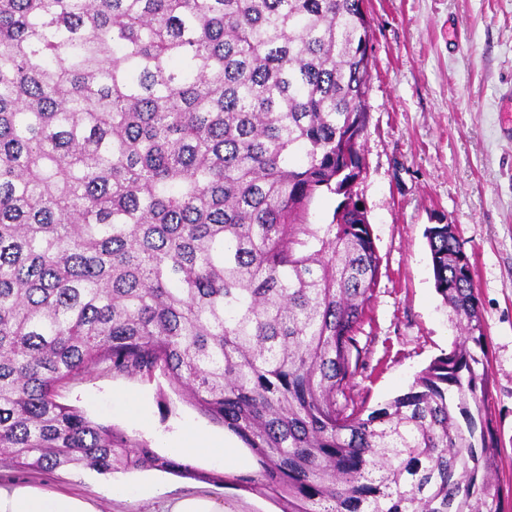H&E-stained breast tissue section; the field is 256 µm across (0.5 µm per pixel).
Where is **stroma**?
<instances>
[{"mask_svg": "<svg viewBox=\"0 0 512 512\" xmlns=\"http://www.w3.org/2000/svg\"><path fill=\"white\" fill-rule=\"evenodd\" d=\"M370 21L369 125L361 141L364 169L353 186L367 210L380 257L378 286L356 334L361 363L351 382L356 401L374 408L407 392L431 361L448 353L457 330L435 289L426 230L452 224L473 263L488 336L487 413L500 440L493 473L502 508L512 512V0H365ZM135 390L151 415L147 428L116 411L112 391ZM62 403L164 452L184 424L221 435L163 372L152 379L88 374L62 388ZM225 482L181 478L147 469L100 474L0 469V482L30 481L97 499L101 512H151V501L110 498L117 482L149 481L168 495L223 497L232 512H280L275 500L241 487L256 470L197 461Z\"/></svg>", "mask_w": 512, "mask_h": 512, "instance_id": "obj_1", "label": "stroma"}]
</instances>
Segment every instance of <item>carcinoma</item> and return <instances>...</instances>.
<instances>
[{
    "instance_id": "cac0c4a2",
    "label": "carcinoma",
    "mask_w": 512,
    "mask_h": 512,
    "mask_svg": "<svg viewBox=\"0 0 512 512\" xmlns=\"http://www.w3.org/2000/svg\"><path fill=\"white\" fill-rule=\"evenodd\" d=\"M364 0H0V467L213 482L58 400L152 378L236 435L281 512H497L473 264L428 228L461 336L371 411L347 393L378 284L351 192ZM338 200L336 195L320 193L315 196L309 207V222L312 224H327Z\"/></svg>"
}]
</instances>
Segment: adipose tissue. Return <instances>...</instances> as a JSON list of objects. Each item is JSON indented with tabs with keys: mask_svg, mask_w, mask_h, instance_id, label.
I'll return each instance as SVG.
<instances>
[{
	"mask_svg": "<svg viewBox=\"0 0 512 512\" xmlns=\"http://www.w3.org/2000/svg\"><path fill=\"white\" fill-rule=\"evenodd\" d=\"M168 449L178 460L208 459L223 465L235 463L240 456L239 449L230 446L224 437L193 426L181 428ZM136 494L154 501L156 512H230L223 500L202 495L170 498L156 485L143 486ZM0 512H98V509L89 500L48 487L6 484L0 485Z\"/></svg>",
	"mask_w": 512,
	"mask_h": 512,
	"instance_id": "ef3b65f1",
	"label": "adipose tissue"
}]
</instances>
